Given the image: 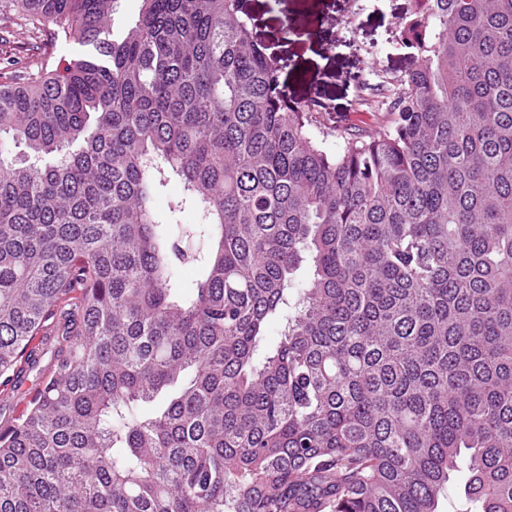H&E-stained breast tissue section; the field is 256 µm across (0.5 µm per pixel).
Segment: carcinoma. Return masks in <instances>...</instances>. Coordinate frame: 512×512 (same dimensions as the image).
Wrapping results in <instances>:
<instances>
[{"label": "carcinoma", "instance_id": "1", "mask_svg": "<svg viewBox=\"0 0 512 512\" xmlns=\"http://www.w3.org/2000/svg\"><path fill=\"white\" fill-rule=\"evenodd\" d=\"M117 3L0 0L42 51L0 73V512H437L462 465L512 512V0H408L372 129L237 0ZM141 0H118L114 14H112V28L121 32L133 24L139 16ZM180 194L181 185L177 181L171 180L165 187L159 189L154 200V208L159 220L162 224L168 225L172 231H177L183 225L196 224L195 214L191 210L176 214L175 220L177 221L169 222L171 216L169 208ZM34 386L26 388L21 387L19 393L13 389V383H5L0 379V427L7 424L8 419L18 418L26 409L28 401L31 399ZM5 401H7L6 406Z\"/></svg>", "mask_w": 512, "mask_h": 512}]
</instances>
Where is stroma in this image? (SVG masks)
<instances>
[{
	"mask_svg": "<svg viewBox=\"0 0 512 512\" xmlns=\"http://www.w3.org/2000/svg\"><path fill=\"white\" fill-rule=\"evenodd\" d=\"M407 0H239L241 15L266 53L285 58L281 75L289 100L321 101L361 126L375 123L368 112H352L353 75L373 78L380 69L405 70L408 60L395 45ZM17 72L40 58L17 16L0 15V68L7 59Z\"/></svg>",
	"mask_w": 512,
	"mask_h": 512,
	"instance_id": "35a3bbf8",
	"label": "stroma"
}]
</instances>
